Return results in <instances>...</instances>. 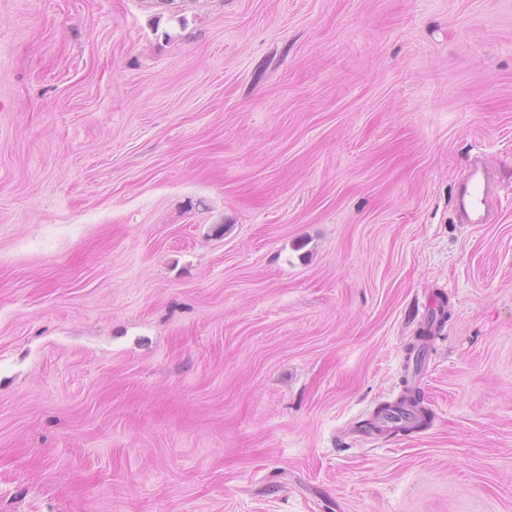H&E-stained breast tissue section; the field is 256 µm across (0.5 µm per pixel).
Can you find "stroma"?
I'll return each mask as SVG.
<instances>
[{
	"label": "stroma",
	"mask_w": 512,
	"mask_h": 512,
	"mask_svg": "<svg viewBox=\"0 0 512 512\" xmlns=\"http://www.w3.org/2000/svg\"><path fill=\"white\" fill-rule=\"evenodd\" d=\"M0 512H512V0H0ZM491 186L488 171L474 168L459 191V204L466 224H486ZM435 334L436 331L432 326L426 324L418 331L417 336H415V342L410 343L406 348V364L404 367L406 374L402 379V383L404 384L403 392L397 401L383 403L374 412L372 419L366 422L369 428L380 431V429L375 426L374 421L376 419L389 416L391 419L398 421L404 419L405 422L396 429L397 431L406 433L420 428L429 419L427 411L422 407L421 395L416 382V377L418 375L410 372L407 365L411 361L412 357L415 356L416 360H418L419 357L422 358V356H424L425 349L435 338ZM411 418L418 420L417 423L414 425L408 423V420H411Z\"/></svg>",
	"instance_id": "obj_1"
}]
</instances>
